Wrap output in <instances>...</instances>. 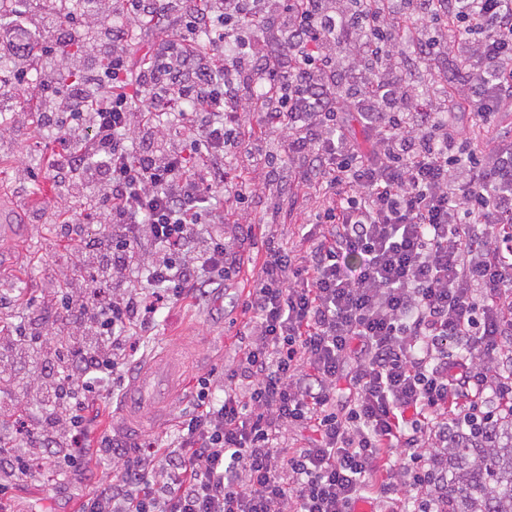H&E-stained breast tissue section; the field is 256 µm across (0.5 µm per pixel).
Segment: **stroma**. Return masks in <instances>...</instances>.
Masks as SVG:
<instances>
[{"mask_svg":"<svg viewBox=\"0 0 512 512\" xmlns=\"http://www.w3.org/2000/svg\"><path fill=\"white\" fill-rule=\"evenodd\" d=\"M62 133L43 130L37 123L22 127L15 142L0 149V201L13 207L14 220L9 234L0 239V290L12 292L22 285L36 302L46 301L51 293L47 281L49 269L72 264V249L56 226L57 180L42 164L43 156L60 150ZM265 165L253 162L250 148H243L236 158L224 161L232 175L260 178L266 170H282L280 142L268 138L262 142ZM29 167L32 180L19 185V171ZM260 219L252 229L243 230L244 243L237 254L240 273L225 281L211 295L208 305L184 300L163 309L151 335L129 359L130 364L162 359L165 349L178 352L174 384L180 396L176 405H160L148 410L139 436L157 446L169 444L176 435L182 409L197 400L199 381L212 372L223 371L243 352L241 337L246 315L242 302L254 287L262 243L266 238L303 248L302 234L316 207L313 193L272 192L248 202ZM112 478L110 460L90 461L82 474L61 481L54 466L46 464L18 483L15 512H75L81 498L89 496Z\"/></svg>","mask_w":512,"mask_h":512,"instance_id":"1","label":"stroma"}]
</instances>
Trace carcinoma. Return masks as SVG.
<instances>
[{
	"instance_id": "obj_1",
	"label": "carcinoma",
	"mask_w": 512,
	"mask_h": 512,
	"mask_svg": "<svg viewBox=\"0 0 512 512\" xmlns=\"http://www.w3.org/2000/svg\"><path fill=\"white\" fill-rule=\"evenodd\" d=\"M488 430V443L445 450L444 512H512V425Z\"/></svg>"
}]
</instances>
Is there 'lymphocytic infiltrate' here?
I'll list each match as a JSON object with an SVG mask.
<instances>
[{"label":"lymphocytic infiltrate","instance_id":"lymphocytic-infiltrate-1","mask_svg":"<svg viewBox=\"0 0 512 512\" xmlns=\"http://www.w3.org/2000/svg\"><path fill=\"white\" fill-rule=\"evenodd\" d=\"M54 2L36 22L30 0H0V49L17 63L16 92L47 102L42 124L80 144L46 167L63 189L60 231L105 290L67 287L70 269L57 268L70 351L42 311L13 328L40 365L29 386L44 408L23 449L0 454V475L28 474L26 449L55 448L61 431L69 470L90 453L112 462L111 485L78 512H351L395 449L404 462L387 469L383 512H442L433 449L512 420V143L469 137L512 108V0H460L455 34L440 39L424 32L443 0H417V58L463 64L452 107L420 104L397 79L404 26L376 0ZM145 18L158 37L137 59ZM202 34L220 62L195 52ZM340 54L355 86L341 96ZM345 101L369 150L346 132ZM254 115L294 161L292 190L325 200L307 246L267 243L242 303L243 353L222 397L202 379L172 447L95 436L90 408L103 387L123 388L127 350L158 311L238 273L224 193L239 203L235 224L252 225L245 202L274 181H231L220 161ZM78 203L107 237L87 235ZM342 381L353 396L340 406ZM303 426L310 445L275 447Z\"/></svg>","mask_w":512,"mask_h":512}]
</instances>
